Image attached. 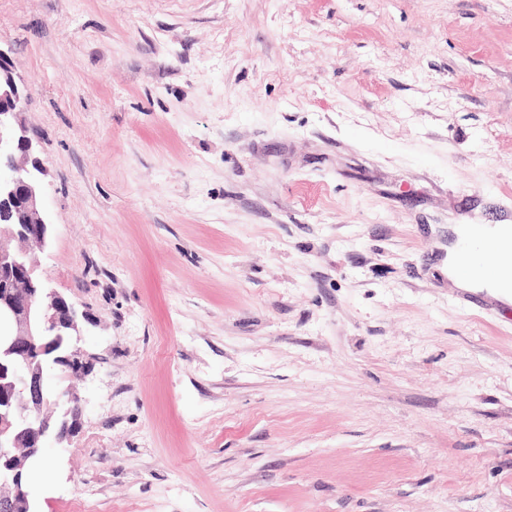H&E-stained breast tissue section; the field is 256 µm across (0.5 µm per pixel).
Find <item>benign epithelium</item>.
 I'll return each instance as SVG.
<instances>
[{
	"instance_id": "obj_1",
	"label": "benign epithelium",
	"mask_w": 512,
	"mask_h": 512,
	"mask_svg": "<svg viewBox=\"0 0 512 512\" xmlns=\"http://www.w3.org/2000/svg\"><path fill=\"white\" fill-rule=\"evenodd\" d=\"M24 92L0 50V512H37L22 490L23 475L37 469L45 448L62 447L73 434L69 418H81L80 395L70 385L83 377L79 321L82 315L50 284L34 255L52 238L44 205L43 170L34 138L22 120ZM57 336L67 351L46 365L49 350L37 339ZM66 386L48 408L45 385L51 373Z\"/></svg>"
}]
</instances>
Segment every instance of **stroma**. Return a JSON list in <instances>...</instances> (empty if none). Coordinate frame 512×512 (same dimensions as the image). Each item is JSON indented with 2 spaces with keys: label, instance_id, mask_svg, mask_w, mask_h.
Here are the masks:
<instances>
[{
  "label": "stroma",
  "instance_id": "obj_1",
  "mask_svg": "<svg viewBox=\"0 0 512 512\" xmlns=\"http://www.w3.org/2000/svg\"><path fill=\"white\" fill-rule=\"evenodd\" d=\"M86 313L38 512H512V0H0ZM455 240H448V282L452 288L466 292L485 291L503 305H512V277L500 273V266L512 264V250L500 249L502 243L512 241V224H452ZM495 248L497 271L484 269L481 273H468L461 261L459 246L467 239Z\"/></svg>",
  "mask_w": 512,
  "mask_h": 512
}]
</instances>
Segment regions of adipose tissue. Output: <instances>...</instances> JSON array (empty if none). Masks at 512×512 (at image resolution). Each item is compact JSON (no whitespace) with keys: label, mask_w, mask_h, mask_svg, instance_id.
<instances>
[{"label":"adipose tissue","mask_w":512,"mask_h":512,"mask_svg":"<svg viewBox=\"0 0 512 512\" xmlns=\"http://www.w3.org/2000/svg\"><path fill=\"white\" fill-rule=\"evenodd\" d=\"M452 241L448 243V281L453 288L466 292H486L503 305H512V277L501 273V266L512 264V224H457L451 226ZM476 239L494 247L497 272L468 273L461 261L459 246L467 239Z\"/></svg>","instance_id":"obj_1"}]
</instances>
